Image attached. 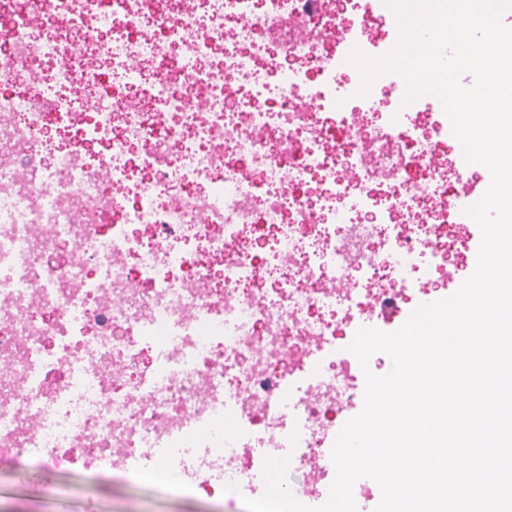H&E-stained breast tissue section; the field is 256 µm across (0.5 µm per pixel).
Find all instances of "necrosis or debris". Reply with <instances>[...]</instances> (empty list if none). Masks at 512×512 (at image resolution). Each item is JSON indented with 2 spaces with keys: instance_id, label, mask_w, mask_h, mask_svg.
I'll list each match as a JSON object with an SVG mask.
<instances>
[{
  "instance_id": "necrosis-or-debris-1",
  "label": "necrosis or debris",
  "mask_w": 512,
  "mask_h": 512,
  "mask_svg": "<svg viewBox=\"0 0 512 512\" xmlns=\"http://www.w3.org/2000/svg\"><path fill=\"white\" fill-rule=\"evenodd\" d=\"M382 0H0V471L328 496L341 334L469 251L438 113L346 80ZM88 48L92 68L70 51ZM315 85L307 104L298 93ZM98 95L88 108L86 94Z\"/></svg>"
}]
</instances>
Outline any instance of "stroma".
Returning <instances> with one entry per match:
<instances>
[{
	"label": "stroma",
	"instance_id": "obj_1",
	"mask_svg": "<svg viewBox=\"0 0 512 512\" xmlns=\"http://www.w3.org/2000/svg\"><path fill=\"white\" fill-rule=\"evenodd\" d=\"M81 464L64 476L32 472L0 475V512H238L237 507L206 495L170 497L163 484L142 487L113 484L106 489L86 482Z\"/></svg>",
	"mask_w": 512,
	"mask_h": 512
}]
</instances>
